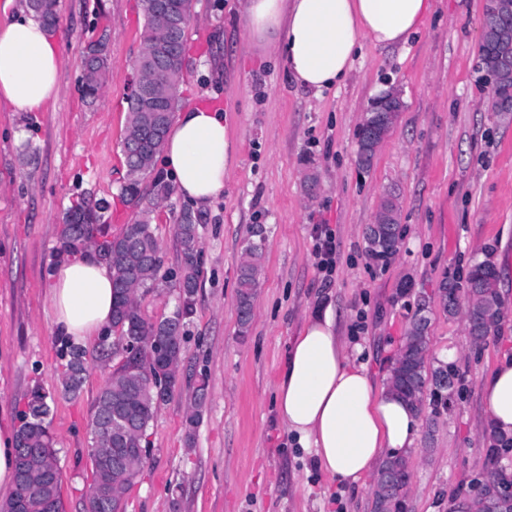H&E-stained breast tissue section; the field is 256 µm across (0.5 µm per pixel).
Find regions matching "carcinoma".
<instances>
[{"label":"carcinoma","instance_id":"carcinoma-1","mask_svg":"<svg viewBox=\"0 0 512 512\" xmlns=\"http://www.w3.org/2000/svg\"><path fill=\"white\" fill-rule=\"evenodd\" d=\"M179 25H170L169 17L160 12L156 0H141L144 17L143 49L139 58L161 50L168 54L163 74L156 90L157 111L149 112L138 90L129 98L128 125L123 140L125 172L120 193L134 201L138 219L125 226L123 233L102 244H96V232L105 222L111 204L105 198H83L65 217L61 229V251L73 253L98 246L99 255L112 268L113 309L112 328L119 336L104 337L97 350L89 353L72 345L68 351L67 372L63 383L64 395L74 399L81 390L88 367L105 364L114 357H125L101 388L92 414V425L119 416L129 423L121 447L130 449L125 461L114 467L99 461L112 455V443L97 430H92L93 482L89 488L84 512H122L121 503L133 480L145 467L148 454L146 433L158 410L164 405L178 383L177 373L183 355L186 326L194 314V301L200 269L198 252L199 218L190 211L181 213L175 233L180 242L184 261L175 274L172 286L178 289L183 303L170 315L150 320L142 311V296L162 279L163 260L152 228L154 213L171 193L170 185L160 176L153 179L148 192L141 191L144 180L154 170L155 159L162 150L165 130L158 128L152 118L167 126L179 104V85L185 66V36L191 16L192 0H178ZM512 0H485L483 8V45L480 50L481 69L488 76L495 95L494 109L506 116L512 112V69L506 58V48L512 44ZM27 8L49 31L58 21L57 0H27ZM111 69L106 37L88 45L84 58L83 96L94 101L103 91ZM372 113L364 116L358 134V151L366 153L363 168L372 166L374 144L367 142ZM385 223L378 225L379 240H365L369 257L385 263L396 254L393 242L400 226V203L396 194L386 197ZM266 228L255 224L250 228L245 257L237 275V316L240 332H248L253 319V302L264 267ZM495 267L488 259L476 261L463 276H454L440 284L439 292L450 288L466 298L459 308L468 333L474 342L486 343L495 335L504 320ZM429 326H420L411 319L400 354L390 373L393 391L404 400L423 409L426 399L434 402L448 398V365L431 366L427 362ZM134 336L140 342L138 351L125 356L123 339ZM155 336H168L173 347L163 356L154 354L151 341ZM163 377V387L147 381L145 374ZM459 378L458 373H453ZM200 396H195L193 411L185 417L187 442L200 423ZM50 405L45 395L36 391L19 414L16 437V481L12 492L0 501V512H61L60 462L49 430ZM381 472L397 489L410 478L409 460L405 456L383 461ZM491 486L483 483L468 503L467 512H493L487 499Z\"/></svg>","mask_w":512,"mask_h":512}]
</instances>
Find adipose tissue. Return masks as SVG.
Segmentation results:
<instances>
[{
	"label": "adipose tissue",
	"mask_w": 512,
	"mask_h": 512,
	"mask_svg": "<svg viewBox=\"0 0 512 512\" xmlns=\"http://www.w3.org/2000/svg\"><path fill=\"white\" fill-rule=\"evenodd\" d=\"M431 13V0H244L250 35L274 40L294 80L323 90L343 80L357 47L406 43ZM59 55L41 23L18 15L0 27V97L18 112L56 97ZM236 148L221 111L196 106L177 113L162 149L179 194L203 206L224 193ZM53 324L59 335L87 345L112 323V271L92 258L59 263L52 274ZM345 346L332 307L319 309L292 339L275 396L288 436L310 450L337 484L358 488L380 462L417 444L421 417L375 381ZM492 426L512 436V357H502L481 381Z\"/></svg>",
	"instance_id": "1"
}]
</instances>
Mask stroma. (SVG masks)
<instances>
[{
	"instance_id": "1",
	"label": "stroma",
	"mask_w": 512,
	"mask_h": 512,
	"mask_svg": "<svg viewBox=\"0 0 512 512\" xmlns=\"http://www.w3.org/2000/svg\"><path fill=\"white\" fill-rule=\"evenodd\" d=\"M241 4L193 0L180 105L221 109L236 153L223 197L196 209L201 274L179 385L147 431L149 460L126 512H371V486L338 488L286 438L274 396L287 348L323 297L339 336L363 343V361L381 378L417 296H436L443 280L486 258L507 317L479 347L462 316L432 307L429 360L456 350L462 386L449 407L423 411L408 452L409 512H451L487 468L481 380L512 353V117L492 111L479 67L483 0H433L425 26L405 45L363 43L347 77L319 92L298 86L282 57L251 47ZM58 16L55 101L17 112L0 100V426L17 427L33 392L52 397L65 512H82L92 482L91 416L113 368L91 367L79 396H63L66 339L52 322L50 275L61 261L62 217L87 193L112 203L108 236L136 217L119 185L144 18L139 0H59ZM104 29L112 68L88 104L83 51ZM390 89L404 110L366 170L356 162L358 126ZM392 187L401 195L403 238L381 264L368 257L364 230ZM192 208L175 193L155 213L165 268L183 262L174 226ZM322 223L336 233L338 269L329 283L312 255V229ZM254 224L266 228L265 267L243 336L237 271ZM202 377L207 394L189 445L183 422Z\"/></svg>"
}]
</instances>
